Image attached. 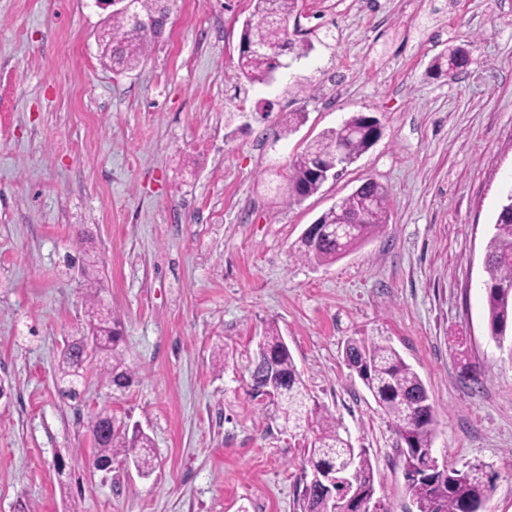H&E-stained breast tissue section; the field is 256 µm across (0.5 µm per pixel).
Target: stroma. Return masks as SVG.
<instances>
[{
	"label": "stroma",
	"instance_id": "obj_1",
	"mask_svg": "<svg viewBox=\"0 0 512 512\" xmlns=\"http://www.w3.org/2000/svg\"><path fill=\"white\" fill-rule=\"evenodd\" d=\"M168 7L148 57L116 75L94 0H0V512H300L307 441L247 371L271 322L310 396L368 449L388 512L416 507L396 429L347 365L352 339L385 340L419 373L435 455L490 466L486 512H512V340L490 337L483 288L512 185V0H298L313 49L269 85L237 77L250 0ZM451 45L469 65L430 75ZM287 112L306 119L282 137ZM357 113L383 127L367 152L300 202L269 191ZM367 178L388 191V224L332 264L299 258L308 225ZM87 252L137 375L120 394L89 372L70 400L56 365L84 320ZM455 336L480 384L464 383ZM103 409L151 437L150 476L92 468Z\"/></svg>",
	"mask_w": 512,
	"mask_h": 512
}]
</instances>
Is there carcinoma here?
I'll list each match as a JSON object with an SVG mask.
<instances>
[{
    "mask_svg": "<svg viewBox=\"0 0 512 512\" xmlns=\"http://www.w3.org/2000/svg\"><path fill=\"white\" fill-rule=\"evenodd\" d=\"M137 11L145 26L131 30L122 14L112 15V70L123 73L135 69L148 55L152 41L160 33L155 18L163 8L162 0H136ZM253 11L241 32L238 57L239 76L251 84L271 79L278 57L288 50L294 58L308 55L311 44L293 39L285 24L294 13L297 0H251ZM468 58L460 46L447 48L437 55L430 72H459ZM345 154L338 155L340 142ZM375 144L366 129V116L357 114L341 125L328 129L307 145L292 163L286 189L287 198L298 201L317 193L321 182L313 177L309 160H338L347 167ZM349 223H336V214L325 212L322 223L326 231L317 239L301 238L298 256L317 264L333 263L345 252L362 244L376 233L390 217L387 190L378 182H368L360 194L342 199ZM487 294V328L499 343L512 335V189L501 199L494 232L486 246L484 262ZM87 320L81 328L64 338L58 358L59 393L70 400L80 397L84 379L83 347L86 341L100 335L97 365L106 383L117 390L127 389L134 372L121 349L120 322L112 317V325L99 320L102 305L98 293L88 300ZM346 358L373 396L377 406L392 421L403 448L406 491L416 504L417 512H463L469 502L487 501L494 490L495 474L483 464L466 470L442 466L436 472L430 450L436 432V417L428 391L418 373L390 345L381 341L352 340L346 347ZM273 363L279 382L275 390V419L282 429L311 434L307 448L309 481L302 491L301 512H327L329 502L320 491L322 482L349 471L345 499L356 502L350 512H374L376 488L369 451L354 448L340 432V424L331 411L318 403H308L304 383L297 370L288 344L275 323L268 324L262 345L254 352L251 364ZM89 430L93 433L94 461L109 464L116 459L134 464L137 471L150 475L155 469V453L150 437L103 410L92 416Z\"/></svg>",
    "mask_w": 512,
    "mask_h": 512,
    "instance_id": "1",
    "label": "carcinoma"
}]
</instances>
